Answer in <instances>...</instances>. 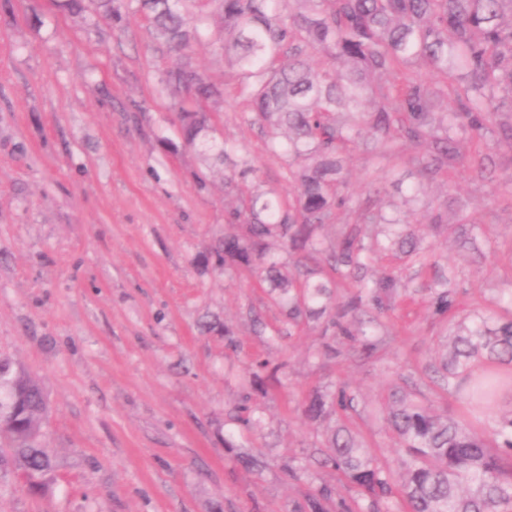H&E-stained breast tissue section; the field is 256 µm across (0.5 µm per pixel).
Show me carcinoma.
I'll return each instance as SVG.
<instances>
[{
    "label": "carcinoma",
    "mask_w": 512,
    "mask_h": 512,
    "mask_svg": "<svg viewBox=\"0 0 512 512\" xmlns=\"http://www.w3.org/2000/svg\"><path fill=\"white\" fill-rule=\"evenodd\" d=\"M224 24L225 61L237 71L240 91L274 130L284 131L298 193L287 207L274 191L258 188L240 198L224 234L211 250L224 275L241 268L259 272L286 305L288 323L325 319L352 349L384 350L380 323L367 310L385 313L411 296L402 275L390 271L361 283L342 304L331 307L333 289L321 265L285 253L320 258L343 276L366 265L380 251L405 256L423 253L422 237L411 229L419 189L403 201L399 218L379 211L359 217L356 233L338 228L326 242L317 231L334 223L344 206L346 180L341 155L355 147L366 129L387 140L429 138L445 157L457 154L456 136L481 137L492 116L512 112V0H209ZM59 11L80 14L88 8L106 19L136 7L158 39L181 51L206 30L209 15L194 11L196 0H51ZM326 60L319 69L309 55ZM421 64L451 82L458 107L434 111V94L422 80L402 81L400 68ZM171 92H189L192 104L177 103L185 146L215 152L209 108L221 91L186 58L165 71ZM378 99L371 112L361 101ZM425 291L435 312L448 316L457 292L448 279ZM449 350L430 365L435 383L455 397L458 414L440 415L404 394H394L387 423L397 436L394 463L402 471L391 483V465L370 455L344 426L326 439L331 453L320 464L344 476L356 496L336 500V512H512V410L499 415L495 428L483 429L459 417L465 411L488 414L500 392L512 386V313L492 310L470 323L458 321L448 336ZM355 410L343 384L316 393L304 406L307 418ZM48 403L39 383L0 356V469L9 468L34 495L47 489L55 463L45 446L43 422ZM331 493L322 488L307 498L305 512H328Z\"/></svg>",
    "instance_id": "1"
}]
</instances>
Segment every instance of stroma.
<instances>
[{"instance_id":"1","label":"stroma","mask_w":512,"mask_h":512,"mask_svg":"<svg viewBox=\"0 0 512 512\" xmlns=\"http://www.w3.org/2000/svg\"><path fill=\"white\" fill-rule=\"evenodd\" d=\"M198 7L210 19L185 54L222 91L215 136L251 162L250 182L289 202L296 184L224 61L223 24L209 0ZM176 59L143 15L109 22L0 0V354L41 383L56 462L42 497L0 476V512H301L322 487L350 497L335 471L298 474L329 428L348 427L385 463L396 440L378 413L394 392L457 408L430 379L450 324L422 287L449 277L458 319L512 289V112H500L454 158L372 135L345 158L337 223L420 187L416 225L436 260L384 257L346 280L326 271L340 299L392 266L417 288L385 317V359L354 355L322 322L289 325L250 271L227 281L210 254L239 195L230 164L180 141L164 83ZM259 358L280 367L265 393L244 381ZM339 383L355 411L307 420L303 403ZM244 405L258 427L239 422ZM244 449L261 467L240 461Z\"/></svg>"}]
</instances>
